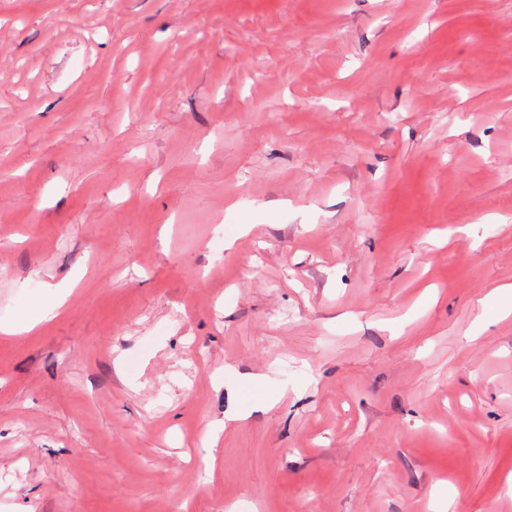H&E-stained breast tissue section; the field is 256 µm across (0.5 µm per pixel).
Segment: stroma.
<instances>
[{
  "label": "stroma",
  "mask_w": 512,
  "mask_h": 512,
  "mask_svg": "<svg viewBox=\"0 0 512 512\" xmlns=\"http://www.w3.org/2000/svg\"><path fill=\"white\" fill-rule=\"evenodd\" d=\"M510 17L0 0V512H512Z\"/></svg>",
  "instance_id": "1"
}]
</instances>
